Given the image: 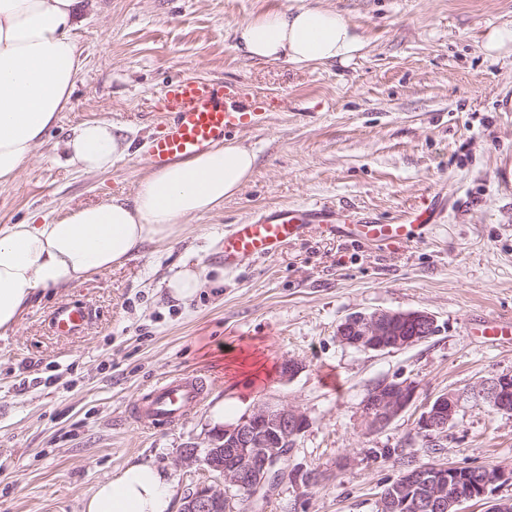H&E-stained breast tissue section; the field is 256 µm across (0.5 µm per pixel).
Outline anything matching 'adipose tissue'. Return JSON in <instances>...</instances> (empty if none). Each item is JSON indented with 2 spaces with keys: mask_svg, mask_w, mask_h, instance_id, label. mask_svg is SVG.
<instances>
[{
  "mask_svg": "<svg viewBox=\"0 0 512 512\" xmlns=\"http://www.w3.org/2000/svg\"><path fill=\"white\" fill-rule=\"evenodd\" d=\"M78 0H0V186L20 175L71 103L82 70L73 35ZM247 59L346 65L366 43L336 10L306 4L237 24ZM66 163L104 171L127 151L111 124L85 122L63 145ZM255 153L233 138L205 153L150 170L132 197L69 209L53 222L30 218L0 228V332L14 329L40 293L64 288L178 239L191 220L223 208L251 179ZM84 512H176L168 469L128 460L100 481Z\"/></svg>",
  "mask_w": 512,
  "mask_h": 512,
  "instance_id": "ef3b65f1",
  "label": "adipose tissue"
}]
</instances>
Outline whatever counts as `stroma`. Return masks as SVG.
<instances>
[{
  "label": "stroma",
  "mask_w": 512,
  "mask_h": 512,
  "mask_svg": "<svg viewBox=\"0 0 512 512\" xmlns=\"http://www.w3.org/2000/svg\"><path fill=\"white\" fill-rule=\"evenodd\" d=\"M367 43L350 65L297 67L243 59L235 25L300 0H79L74 31L83 68L58 125L16 182L0 187V227L31 214L132 196L150 169L166 88L191 77L234 85L264 115L237 132L256 166L219 213L186 237L149 247L124 266L36 296L0 335V512H83L100 480L131 458L171 472L176 500L212 483L185 462L206 448L210 407L226 423L258 403L292 405L310 419L268 498L238 512H377L383 488L411 467L512 468V414L476 405L479 381L512 373V346L473 336L484 317L512 318V54L487 56L489 28L512 25V0H318ZM86 121L111 123L130 148L105 172L63 165V144ZM439 203L430 238L378 246L312 225L273 257L225 269L228 226L264 208L321 204L384 224ZM206 270L190 303L166 279L183 263ZM84 306L85 331L54 335L48 316ZM425 311L430 338L392 352L337 341L357 312ZM255 356L257 375L229 357ZM299 372L284 377L286 360ZM195 373L206 397L186 420L142 430L133 409L165 376ZM408 381L412 404L367 432L361 404L373 385ZM462 394L447 436L417 434L426 405Z\"/></svg>",
  "instance_id": "35a3bbf8"
}]
</instances>
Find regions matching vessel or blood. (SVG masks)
<instances>
[{
	"mask_svg": "<svg viewBox=\"0 0 512 512\" xmlns=\"http://www.w3.org/2000/svg\"><path fill=\"white\" fill-rule=\"evenodd\" d=\"M262 113L253 112L232 86L210 79H183L165 96V114L160 135L148 160L161 167L172 161L201 154L229 134L257 125ZM343 238L393 245L423 241L434 230L431 208L414 211L395 224L354 219L319 205L272 206L247 222L232 225L224 233V266L236 268L246 260L275 256L288 241L301 237L311 225ZM89 315L83 307L70 303L57 306L50 326L60 336L83 332ZM481 334L491 342L512 344V319L488 317L481 322ZM203 382L195 374H179L157 382L142 398L135 417L143 429L184 420L202 400Z\"/></svg>",
	"mask_w": 512,
	"mask_h": 512,
	"instance_id": "1",
	"label": "vessel or blood"
}]
</instances>
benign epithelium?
<instances>
[{"label": "benign epithelium", "instance_id": "obj_1", "mask_svg": "<svg viewBox=\"0 0 512 512\" xmlns=\"http://www.w3.org/2000/svg\"><path fill=\"white\" fill-rule=\"evenodd\" d=\"M435 318L424 311L378 310L349 315L336 330V339L364 352L402 350L428 337ZM408 382L373 386L362 404L366 430L377 433L404 412L415 398ZM470 398L498 413H512V375L499 374L469 391ZM460 408V396L443 393L428 403L417 422L420 437L431 440L448 430ZM310 419L293 406L261 403L214 436L204 456L198 449H183V458L198 462L237 492L249 498L269 492L286 475L279 467L284 449L306 430ZM512 482V469L485 467L471 477L454 466L425 465L402 473L381 492L379 512H460L468 500L484 499L497 486ZM184 512H234L233 498L215 485L201 484L184 497Z\"/></svg>", "mask_w": 512, "mask_h": 512}]
</instances>
